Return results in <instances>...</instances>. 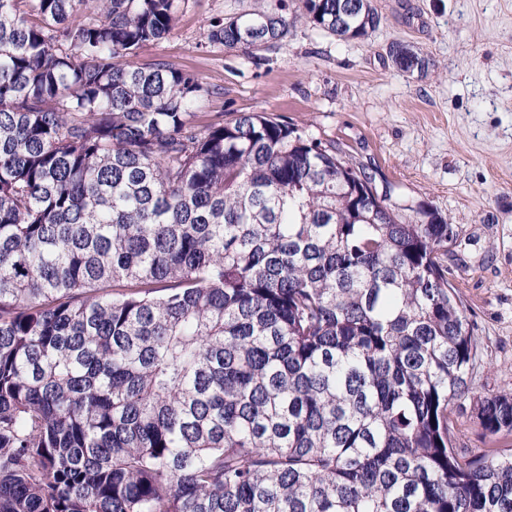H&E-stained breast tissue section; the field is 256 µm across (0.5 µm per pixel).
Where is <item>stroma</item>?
<instances>
[{
	"label": "stroma",
	"mask_w": 512,
	"mask_h": 512,
	"mask_svg": "<svg viewBox=\"0 0 512 512\" xmlns=\"http://www.w3.org/2000/svg\"><path fill=\"white\" fill-rule=\"evenodd\" d=\"M381 24L342 41L300 24L270 49L210 46L211 19L254 0H183L173 34L138 51L196 73L213 91L199 120L266 112L376 170L402 206L431 205L456 238L445 263L482 348L476 386L512 391V0H373ZM430 60L405 72L394 45ZM458 447L512 448L479 425L473 399L454 414Z\"/></svg>",
	"instance_id": "35a3bbf8"
}]
</instances>
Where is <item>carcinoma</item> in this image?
Returning a JSON list of instances; mask_svg holds the SVG:
<instances>
[{"label":"carcinoma","instance_id":"carcinoma-1","mask_svg":"<svg viewBox=\"0 0 512 512\" xmlns=\"http://www.w3.org/2000/svg\"><path fill=\"white\" fill-rule=\"evenodd\" d=\"M258 0L227 52L371 0ZM181 0H0V512H512V448L453 446L481 347L454 225L137 51ZM408 71L425 61L397 45ZM477 418L512 434V394Z\"/></svg>","mask_w":512,"mask_h":512}]
</instances>
